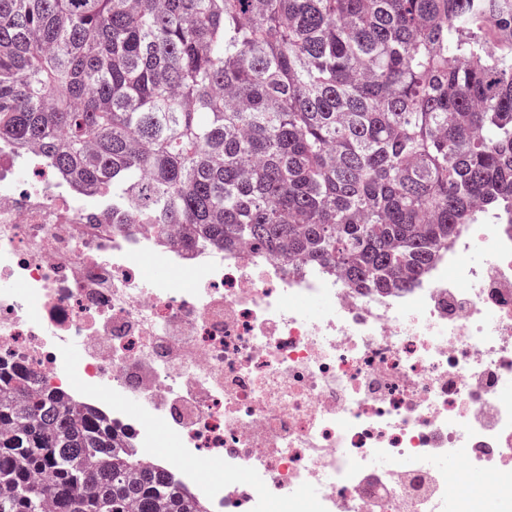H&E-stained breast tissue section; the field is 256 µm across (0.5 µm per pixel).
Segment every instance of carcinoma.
Returning a JSON list of instances; mask_svg holds the SVG:
<instances>
[{
	"instance_id": "cac0c4a2",
	"label": "carcinoma",
	"mask_w": 512,
	"mask_h": 512,
	"mask_svg": "<svg viewBox=\"0 0 512 512\" xmlns=\"http://www.w3.org/2000/svg\"><path fill=\"white\" fill-rule=\"evenodd\" d=\"M512 0H0V143L112 223L405 288L512 224ZM207 512L111 419L0 367V512Z\"/></svg>"
}]
</instances>
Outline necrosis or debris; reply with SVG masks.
<instances>
[{
    "instance_id": "4bbe7bcc",
    "label": "necrosis or debris",
    "mask_w": 512,
    "mask_h": 512,
    "mask_svg": "<svg viewBox=\"0 0 512 512\" xmlns=\"http://www.w3.org/2000/svg\"><path fill=\"white\" fill-rule=\"evenodd\" d=\"M1 363L99 406L209 512H477L475 474L512 512L511 224L361 291L256 246L114 232L111 205L0 143Z\"/></svg>"
}]
</instances>
